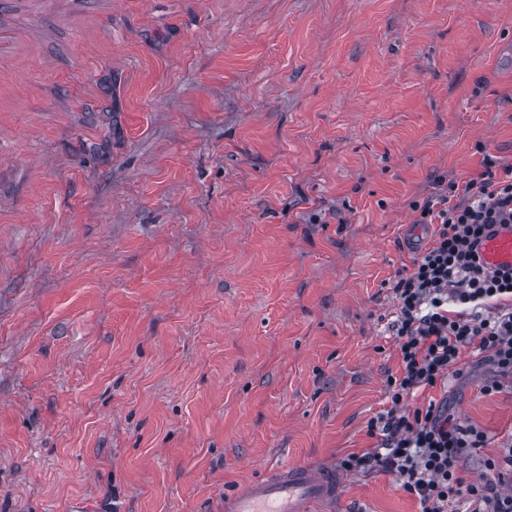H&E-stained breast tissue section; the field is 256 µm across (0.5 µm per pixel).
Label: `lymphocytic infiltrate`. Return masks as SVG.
<instances>
[{
	"label": "lymphocytic infiltrate",
	"instance_id": "1",
	"mask_svg": "<svg viewBox=\"0 0 512 512\" xmlns=\"http://www.w3.org/2000/svg\"><path fill=\"white\" fill-rule=\"evenodd\" d=\"M436 184L435 194L412 204L419 223L433 225V239L393 287L390 328L401 371L387 381L390 408L367 423L368 435L381 438L379 449L344 466L395 475L423 512H448L453 503L464 512H512V445L485 460L493 478L464 484L459 462L485 447V432L455 419L444 400L406 406L411 394L458 373L467 352L482 354L499 374L485 393L512 379V272L488 271L477 250L486 228L512 223V165L488 156L465 185L442 176Z\"/></svg>",
	"mask_w": 512,
	"mask_h": 512
}]
</instances>
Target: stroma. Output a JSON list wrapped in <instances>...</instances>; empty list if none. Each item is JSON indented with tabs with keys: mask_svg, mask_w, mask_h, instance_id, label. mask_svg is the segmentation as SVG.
<instances>
[{
	"mask_svg": "<svg viewBox=\"0 0 512 512\" xmlns=\"http://www.w3.org/2000/svg\"><path fill=\"white\" fill-rule=\"evenodd\" d=\"M512 165V0H0V512H220L376 448L412 202ZM448 399L512 442L465 354ZM341 512H422L343 473Z\"/></svg>",
	"mask_w": 512,
	"mask_h": 512,
	"instance_id": "stroma-1",
	"label": "stroma"
}]
</instances>
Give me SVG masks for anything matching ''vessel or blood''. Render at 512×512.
Listing matches in <instances>:
<instances>
[{"label": "vessel or blood", "instance_id": "1", "mask_svg": "<svg viewBox=\"0 0 512 512\" xmlns=\"http://www.w3.org/2000/svg\"><path fill=\"white\" fill-rule=\"evenodd\" d=\"M492 271H512V223L495 225L479 246ZM343 483L331 464H280L224 496V512H311L314 504L335 502Z\"/></svg>", "mask_w": 512, "mask_h": 512}]
</instances>
